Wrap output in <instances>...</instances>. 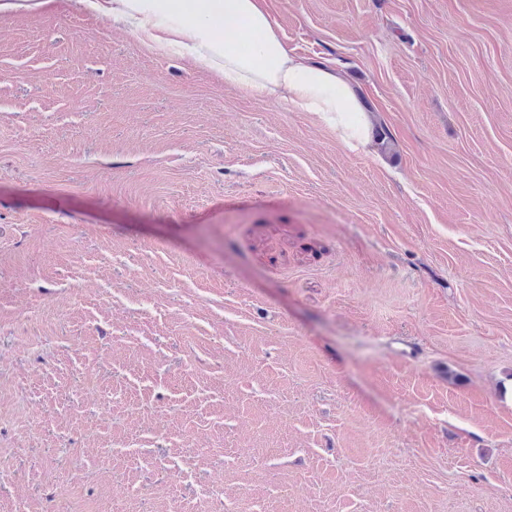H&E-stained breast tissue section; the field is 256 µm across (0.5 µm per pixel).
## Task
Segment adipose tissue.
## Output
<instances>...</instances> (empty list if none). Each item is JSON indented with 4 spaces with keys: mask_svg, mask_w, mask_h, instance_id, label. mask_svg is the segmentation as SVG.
Here are the masks:
<instances>
[{
    "mask_svg": "<svg viewBox=\"0 0 512 512\" xmlns=\"http://www.w3.org/2000/svg\"><path fill=\"white\" fill-rule=\"evenodd\" d=\"M123 23L147 48L165 47L222 77L225 85L292 104L336 131L355 152L373 148V125L359 90L341 72L290 55L259 0H84ZM259 33L251 52L231 49L217 22Z\"/></svg>",
    "mask_w": 512,
    "mask_h": 512,
    "instance_id": "obj_1",
    "label": "adipose tissue"
}]
</instances>
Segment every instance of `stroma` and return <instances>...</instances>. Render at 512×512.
Masks as SVG:
<instances>
[{"mask_svg":"<svg viewBox=\"0 0 512 512\" xmlns=\"http://www.w3.org/2000/svg\"><path fill=\"white\" fill-rule=\"evenodd\" d=\"M20 2L0 512H512V0H261L372 154Z\"/></svg>","mask_w":512,"mask_h":512,"instance_id":"35a3bbf8","label":"stroma"}]
</instances>
